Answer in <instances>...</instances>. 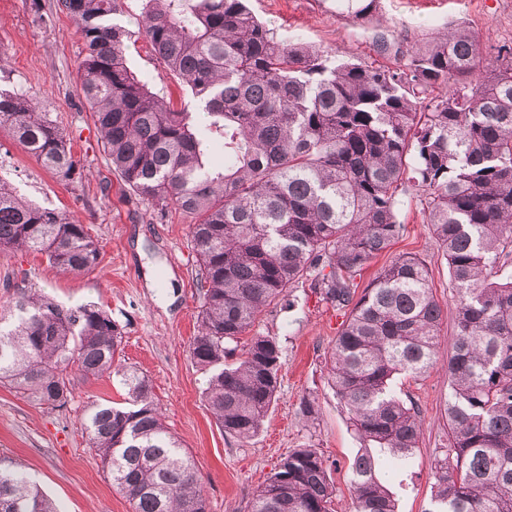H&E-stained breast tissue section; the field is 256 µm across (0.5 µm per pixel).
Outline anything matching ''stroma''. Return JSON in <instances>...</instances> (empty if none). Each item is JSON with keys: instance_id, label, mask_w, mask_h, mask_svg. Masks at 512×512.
I'll return each mask as SVG.
<instances>
[{"instance_id": "1", "label": "stroma", "mask_w": 512, "mask_h": 512, "mask_svg": "<svg viewBox=\"0 0 512 512\" xmlns=\"http://www.w3.org/2000/svg\"><path fill=\"white\" fill-rule=\"evenodd\" d=\"M56 0H0V75L6 87L42 101L82 167L67 185L26 153L0 127V180L27 199L56 208L85 224L98 242L100 260L91 272L72 275L50 266L40 254L0 251V302L17 289L32 288L68 306L102 307L122 331V363L150 381L167 427L190 453L203 486L208 512H248L259 486L290 450L312 446L330 465L333 512H354L349 465L361 447L346 411L327 383L325 353L345 319L320 300L306 276L288 290L291 308L270 306L254 333L274 337L281 350L276 399L259 434L247 441L225 435L203 397L207 376L189 356L197 332L200 296L191 247L190 217L159 211L120 179L104 154L92 114L77 90L82 41L73 23L55 9ZM254 14L284 42H304L339 56L392 65L377 53L384 35L407 49L447 27L467 26L481 45L512 42V0H379L373 16L355 22L337 13L332 0H249ZM141 0H120L112 21L129 33L127 62L151 91L194 108L190 90L174 78L141 34ZM403 233L386 256L375 259L358 280L367 286L387 257L409 254L427 266L433 294L445 311L444 338L436 363L421 377L399 376L393 387L412 398L423 427L417 448L404 464L380 455L379 475L390 487L397 512H431L430 463L448 446L447 338L455 304L448 263L424 222L416 195L399 207ZM66 409L51 410L0 386V456L33 474L60 512H131L113 487L84 428L89 405L122 401L118 377L75 378ZM315 399L318 416L305 422L303 398Z\"/></svg>"}]
</instances>
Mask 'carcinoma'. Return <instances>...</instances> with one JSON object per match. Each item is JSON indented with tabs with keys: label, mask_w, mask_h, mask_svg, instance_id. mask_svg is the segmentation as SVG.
Instances as JSON below:
<instances>
[{
	"label": "carcinoma",
	"mask_w": 512,
	"mask_h": 512,
	"mask_svg": "<svg viewBox=\"0 0 512 512\" xmlns=\"http://www.w3.org/2000/svg\"><path fill=\"white\" fill-rule=\"evenodd\" d=\"M83 40L77 90L122 181L160 211L180 210L197 255L201 305L190 357L224 433L263 428L278 387L275 338L240 340L257 317L314 275L347 315L324 358L362 442L354 512H396L374 451L405 462L422 423L396 376L433 365L444 310L426 265L402 255L358 289L356 277L403 231L414 190L455 288L448 350V448L431 463L432 512H512V43L481 48L457 24L391 66L284 43L245 0H143L142 34L190 90L196 112L153 93L127 65L119 0H56ZM378 0H336L365 21ZM0 124L67 185L79 163L29 95L0 88ZM46 256L67 274L99 263L85 225L0 180V250ZM122 333L96 305L66 307L21 289L0 306V384L53 410L74 375L120 377L124 403L85 414L89 448L133 512H207L194 467L145 376L117 358ZM316 448L282 457L250 512H331L335 487ZM0 512H59L21 466L0 457Z\"/></svg>",
	"instance_id": "1"
}]
</instances>
